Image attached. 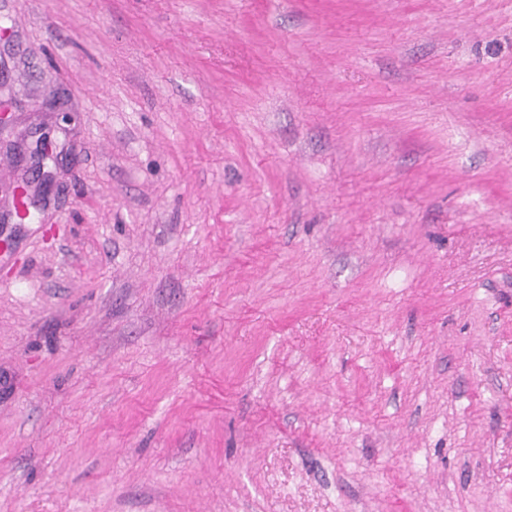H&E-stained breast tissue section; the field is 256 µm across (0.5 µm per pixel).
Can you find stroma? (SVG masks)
<instances>
[{
    "label": "stroma",
    "instance_id": "35a3bbf8",
    "mask_svg": "<svg viewBox=\"0 0 512 512\" xmlns=\"http://www.w3.org/2000/svg\"><path fill=\"white\" fill-rule=\"evenodd\" d=\"M0 110V512H512V0H0Z\"/></svg>",
    "mask_w": 512,
    "mask_h": 512
}]
</instances>
